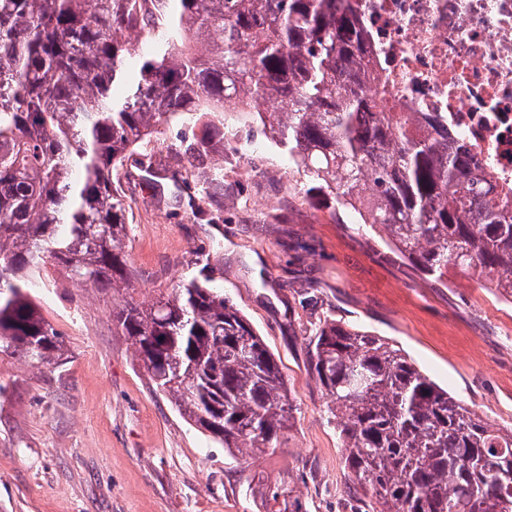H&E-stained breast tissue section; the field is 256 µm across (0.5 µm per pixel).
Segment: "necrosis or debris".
<instances>
[{
  "mask_svg": "<svg viewBox=\"0 0 512 512\" xmlns=\"http://www.w3.org/2000/svg\"><path fill=\"white\" fill-rule=\"evenodd\" d=\"M378 112H439L470 164L512 186V0H357Z\"/></svg>",
  "mask_w": 512,
  "mask_h": 512,
  "instance_id": "4bbe7bcc",
  "label": "necrosis or debris"
}]
</instances>
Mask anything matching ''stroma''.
I'll list each match as a JSON object with an SVG mask.
<instances>
[{
    "instance_id": "obj_1",
    "label": "stroma",
    "mask_w": 512,
    "mask_h": 512,
    "mask_svg": "<svg viewBox=\"0 0 512 512\" xmlns=\"http://www.w3.org/2000/svg\"><path fill=\"white\" fill-rule=\"evenodd\" d=\"M188 127L166 125L151 152L165 186L122 168L132 209L131 293L149 304L197 275L196 253L265 339L296 411L280 446L250 460L224 449L151 381L112 324L114 295L45 264L30 294L61 334L62 362L0 352V512H271L269 489L293 490L307 512H349L350 480L328 398L307 371L305 338L329 316L386 337L476 415L512 428V302L449 272L447 286L412 273L351 215L298 194L274 145L244 159L225 150L196 167L171 152ZM224 169V202L193 216L187 193Z\"/></svg>"
}]
</instances>
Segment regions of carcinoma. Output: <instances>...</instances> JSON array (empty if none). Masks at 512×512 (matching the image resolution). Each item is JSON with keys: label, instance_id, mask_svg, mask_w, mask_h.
Here are the masks:
<instances>
[{"label": "carcinoma", "instance_id": "1", "mask_svg": "<svg viewBox=\"0 0 512 512\" xmlns=\"http://www.w3.org/2000/svg\"><path fill=\"white\" fill-rule=\"evenodd\" d=\"M220 42H211V32ZM137 33L151 43L127 67ZM352 0H0V349L51 364L61 335L29 297L48 261L101 291L150 380L189 422L247 459L275 450L293 403L273 354L205 274L150 305L129 286L120 170L172 123L199 128L174 159L224 153L242 112L330 199L415 273L488 278L512 299V193L448 148L430 113L375 112L379 79ZM119 87L122 94L113 96ZM202 199L224 201V173ZM307 370L329 398L353 512H512V430L471 413L381 336L326 317Z\"/></svg>", "mask_w": 512, "mask_h": 512}]
</instances>
